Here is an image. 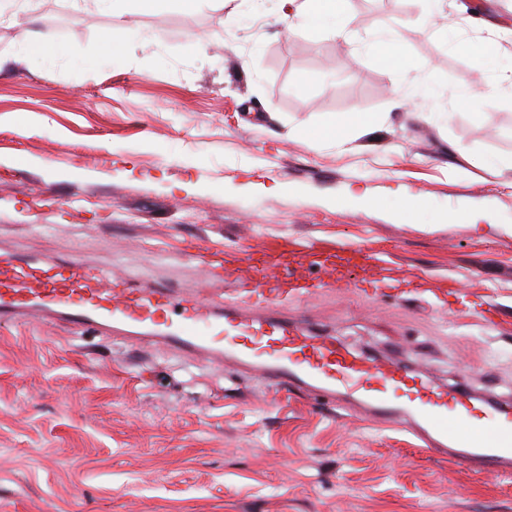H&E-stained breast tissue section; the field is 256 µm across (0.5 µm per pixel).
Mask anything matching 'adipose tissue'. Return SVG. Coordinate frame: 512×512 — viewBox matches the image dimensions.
<instances>
[{"mask_svg": "<svg viewBox=\"0 0 512 512\" xmlns=\"http://www.w3.org/2000/svg\"><path fill=\"white\" fill-rule=\"evenodd\" d=\"M282 20L297 22L315 34L346 37L352 19L349 0H279ZM382 116L370 112H345L330 118L320 129L317 145H342L348 133L370 131L382 124Z\"/></svg>", "mask_w": 512, "mask_h": 512, "instance_id": "ef3b65f1", "label": "adipose tissue"}]
</instances>
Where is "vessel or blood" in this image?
I'll list each match as a JSON object with an SVG mask.
<instances>
[{"label":"vessel or blood","instance_id":"b4317fda","mask_svg":"<svg viewBox=\"0 0 512 512\" xmlns=\"http://www.w3.org/2000/svg\"><path fill=\"white\" fill-rule=\"evenodd\" d=\"M292 253L317 261L322 274L299 278ZM370 262L378 277L362 280L367 295L392 284L385 252L368 244L281 240L243 250L236 287L214 298L151 284L130 285L112 271L79 260L0 252V323L37 318L72 329L120 332L186 360L205 356L254 371L276 385L308 391L316 400H346L374 421L411 425L423 453L448 456L473 469L512 468V407L483 404L466 388L437 384L398 359L379 361L314 331L288 302L343 282L338 268L349 257ZM486 420L487 433L467 428Z\"/></svg>","mask_w":512,"mask_h":512}]
</instances>
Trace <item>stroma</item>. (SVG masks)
I'll use <instances>...</instances> for the list:
<instances>
[{"instance_id":"stroma-1","label":"stroma","mask_w":512,"mask_h":512,"mask_svg":"<svg viewBox=\"0 0 512 512\" xmlns=\"http://www.w3.org/2000/svg\"><path fill=\"white\" fill-rule=\"evenodd\" d=\"M35 2L0 19L1 245L179 289L209 284L181 254L191 239L229 253L287 236L367 241L392 253L396 291L360 293L358 268L289 313L512 406V176L482 164L512 155V90L499 81L512 0H481L508 29L482 69L470 0H446L459 26L445 36L419 0H351L344 40L283 34L275 0H168L138 15ZM385 22L407 71L427 76L404 111L391 106L398 74L366 49ZM108 33L125 50L104 62ZM35 37L68 52L21 60ZM466 87L493 95L492 109L458 104ZM435 99L447 120H414ZM354 111L387 119L341 148L291 131ZM188 180L200 191L179 190ZM257 181L284 189L260 195ZM400 189L419 203L405 218ZM352 190L380 208L349 204ZM474 211L479 225L463 224ZM415 276L423 293L399 294ZM448 286L494 304L497 325L434 308L430 290ZM0 512H512V473L419 454L407 432L232 367L35 321L0 325Z\"/></svg>"}]
</instances>
